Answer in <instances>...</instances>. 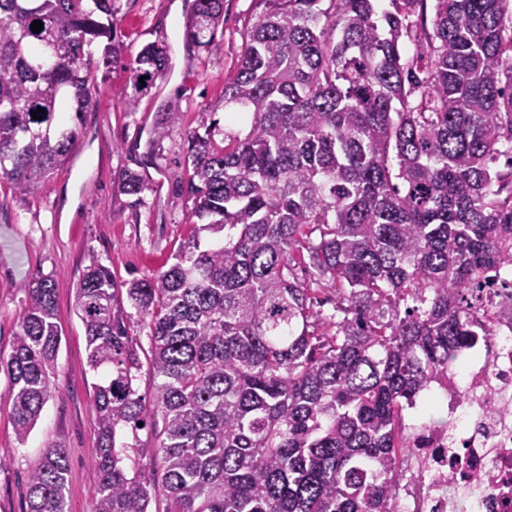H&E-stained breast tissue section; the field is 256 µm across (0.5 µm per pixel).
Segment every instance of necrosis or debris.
Here are the masks:
<instances>
[{
  "label": "necrosis or debris",
  "mask_w": 512,
  "mask_h": 512,
  "mask_svg": "<svg viewBox=\"0 0 512 512\" xmlns=\"http://www.w3.org/2000/svg\"><path fill=\"white\" fill-rule=\"evenodd\" d=\"M489 311V335L453 350L436 408L408 432L398 512H512V289Z\"/></svg>",
  "instance_id": "4bbe7bcc"
}]
</instances>
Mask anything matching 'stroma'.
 Instances as JSON below:
<instances>
[{
	"instance_id": "35a3bbf8",
	"label": "stroma",
	"mask_w": 512,
	"mask_h": 512,
	"mask_svg": "<svg viewBox=\"0 0 512 512\" xmlns=\"http://www.w3.org/2000/svg\"><path fill=\"white\" fill-rule=\"evenodd\" d=\"M192 4L114 0L111 24L122 53L94 72L97 106L85 113L69 160L25 195L0 179V234L12 241L11 251L0 254V358L8 357L27 305L23 281L54 280L63 331L55 391L26 442L15 436L12 400L0 374V512H27L28 474L53 445L62 446L69 460L68 512H88L96 495V377L76 312L86 266L96 259L128 280L159 270L193 241L206 246L216 240L201 231L181 188L188 135L214 122L228 129L224 82L235 72L262 7L257 0H224L215 46L204 51L186 40ZM149 43L169 46L172 68L138 92L130 65ZM170 110L182 121L169 128ZM134 173L145 185L136 196L127 191Z\"/></svg>"
}]
</instances>
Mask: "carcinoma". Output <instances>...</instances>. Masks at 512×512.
I'll return each mask as SVG.
<instances>
[{"instance_id":"obj_1","label":"carcinoma","mask_w":512,"mask_h":512,"mask_svg":"<svg viewBox=\"0 0 512 512\" xmlns=\"http://www.w3.org/2000/svg\"><path fill=\"white\" fill-rule=\"evenodd\" d=\"M377 2L263 0L224 82L248 131L221 146L214 128L190 134L194 213L222 238L130 280L86 267L76 311L104 371L89 512H149L159 494L167 512H396L402 412L454 348L489 335L481 287L512 288L497 283L512 269V0H434L430 29L410 21L425 0ZM223 9L194 0L197 46L211 48ZM111 15L112 0H0V177L18 192L67 159L96 106L84 48L106 39V68L121 54ZM167 65L145 45L134 87ZM305 263L307 284L293 274ZM324 281L339 316L318 334L310 292ZM21 288L0 370L23 443L55 389L62 331L52 280ZM127 304L147 327L149 403ZM68 474L49 449L27 512H68Z\"/></svg>"}]
</instances>
